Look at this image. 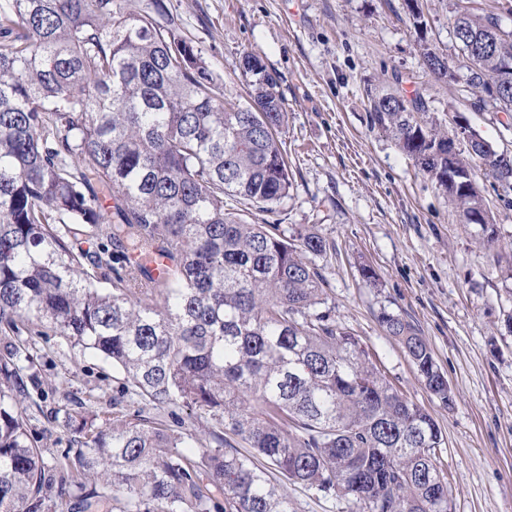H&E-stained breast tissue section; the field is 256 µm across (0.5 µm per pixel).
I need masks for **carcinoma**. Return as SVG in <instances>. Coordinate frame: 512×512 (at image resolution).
Returning a JSON list of instances; mask_svg holds the SVG:
<instances>
[{
  "label": "carcinoma",
  "instance_id": "obj_1",
  "mask_svg": "<svg viewBox=\"0 0 512 512\" xmlns=\"http://www.w3.org/2000/svg\"><path fill=\"white\" fill-rule=\"evenodd\" d=\"M153 12L127 0H0V512H46L81 491L86 512H295L269 471L351 512H453L436 421L381 373L326 310L312 258L327 252L308 226L258 224L291 178L278 130L286 108L261 60L244 57L254 103L226 96L204 58ZM512 5L463 6L453 28L512 52ZM499 58L480 57L466 85L512 112L496 86ZM420 97L370 98L388 131L448 192L483 240H496L473 166L452 133L414 113ZM487 147L494 179L512 184V158ZM460 178L448 188V173ZM99 241L91 255L74 246ZM129 251L140 262L128 265ZM170 261L155 282L147 264ZM110 284L100 287L102 281ZM430 394L453 404L427 340L386 309ZM59 336L124 374L127 392L154 409L184 407L209 423L190 444L151 419H127L92 399L64 413L82 434L49 466L30 438L22 333ZM94 483L83 482L86 477Z\"/></svg>",
  "mask_w": 512,
  "mask_h": 512
}]
</instances>
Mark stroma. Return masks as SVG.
I'll list each match as a JSON object with an SVG mask.
<instances>
[{"label":"stroma","instance_id":"35a3bbf8","mask_svg":"<svg viewBox=\"0 0 512 512\" xmlns=\"http://www.w3.org/2000/svg\"><path fill=\"white\" fill-rule=\"evenodd\" d=\"M163 19L201 52L226 95L250 98L245 55L276 75L287 117L279 138L292 178L271 223L312 224L330 243L316 263L326 309L359 339L381 372L436 420L448 439L437 462L448 478L453 512H512V187L483 164L477 183L497 240L483 244L445 193L381 128L371 124L368 90L421 97L424 120L469 125L512 157V112L475 108L453 38L457 0H421L416 23L405 0H164ZM447 59L452 77L424 65L422 50ZM370 265L379 285L360 271ZM401 314L424 336L454 393L452 406L431 396L380 309ZM34 378L43 401L31 439L45 462L74 452L72 431L47 412L88 395L120 401L127 417L162 420L196 435L203 420L131 402L110 362L70 348L57 336L34 339Z\"/></svg>","mask_w":512,"mask_h":512}]
</instances>
